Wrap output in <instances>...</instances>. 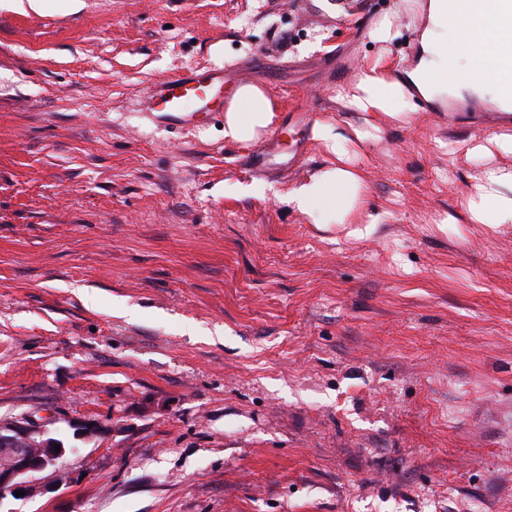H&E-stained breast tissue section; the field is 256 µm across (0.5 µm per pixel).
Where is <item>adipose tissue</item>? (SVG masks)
Returning a JSON list of instances; mask_svg holds the SVG:
<instances>
[{
	"label": "adipose tissue",
	"mask_w": 512,
	"mask_h": 512,
	"mask_svg": "<svg viewBox=\"0 0 512 512\" xmlns=\"http://www.w3.org/2000/svg\"><path fill=\"white\" fill-rule=\"evenodd\" d=\"M416 44L417 61L403 77H391L376 63L365 66L353 90L339 92V100L351 111L400 121L422 100L472 98L496 108L512 107V83L503 79L505 68H512V0H498L488 12L463 6L454 17L448 14L446 0H429ZM275 119V101L266 87L241 85L224 111V138L250 145ZM314 136L331 158L289 191L288 201L303 213L321 205L336 224L353 223L367 184L343 147L346 136L330 122L316 124ZM463 205L471 223L492 229L512 225V164L487 166Z\"/></svg>",
	"instance_id": "obj_1"
}]
</instances>
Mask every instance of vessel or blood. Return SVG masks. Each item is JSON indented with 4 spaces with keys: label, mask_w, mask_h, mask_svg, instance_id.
<instances>
[{
    "label": "vessel or blood",
    "mask_w": 512,
    "mask_h": 512,
    "mask_svg": "<svg viewBox=\"0 0 512 512\" xmlns=\"http://www.w3.org/2000/svg\"><path fill=\"white\" fill-rule=\"evenodd\" d=\"M223 92V71L204 69L156 83L150 99L159 119L192 127L210 115Z\"/></svg>",
    "instance_id": "1"
}]
</instances>
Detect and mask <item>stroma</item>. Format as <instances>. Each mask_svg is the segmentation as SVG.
<instances>
[{"label": "stroma", "instance_id": "1", "mask_svg": "<svg viewBox=\"0 0 512 512\" xmlns=\"http://www.w3.org/2000/svg\"><path fill=\"white\" fill-rule=\"evenodd\" d=\"M427 2L0 7V417L67 449L62 484L0 512H512V227L462 209L467 149L512 122L422 101L369 123L336 98L376 59L414 65ZM196 66L275 98L264 166L223 115L151 114L147 88ZM324 121L369 236L288 202L330 158Z\"/></svg>", "mask_w": 512, "mask_h": 512}]
</instances>
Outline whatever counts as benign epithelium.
I'll list each match as a JSON object with an SVG mask.
<instances>
[{
    "label": "benign epithelium",
    "mask_w": 512,
    "mask_h": 512,
    "mask_svg": "<svg viewBox=\"0 0 512 512\" xmlns=\"http://www.w3.org/2000/svg\"><path fill=\"white\" fill-rule=\"evenodd\" d=\"M60 451L54 450V445ZM66 453L62 441L46 436L43 426L22 416L0 420V500L21 490L29 495L36 489L32 476L50 468Z\"/></svg>",
    "instance_id": "obj_1"
}]
</instances>
